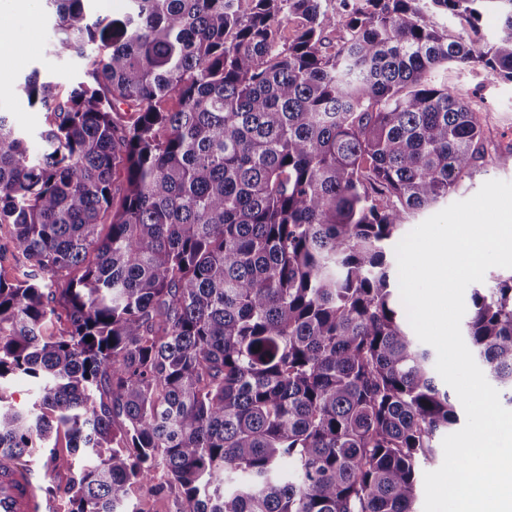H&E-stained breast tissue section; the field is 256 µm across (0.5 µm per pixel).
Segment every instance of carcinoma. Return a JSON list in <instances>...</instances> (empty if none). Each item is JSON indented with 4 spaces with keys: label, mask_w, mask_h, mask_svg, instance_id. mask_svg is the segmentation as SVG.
<instances>
[{
    "label": "carcinoma",
    "mask_w": 512,
    "mask_h": 512,
    "mask_svg": "<svg viewBox=\"0 0 512 512\" xmlns=\"http://www.w3.org/2000/svg\"><path fill=\"white\" fill-rule=\"evenodd\" d=\"M45 2L84 72L25 78L42 155L0 114V224L25 267L0 276V457L68 472L43 485L68 512H140L136 484L181 512H412L458 417L387 254L479 163L512 165L431 78L512 82V0H429L473 29L492 15L481 43L418 0H340L339 29L333 0H128L94 20ZM466 334L512 403V274L473 289ZM20 376L41 392L24 409ZM423 16L428 25L433 26L440 32L448 33L451 35H459L460 33V35L464 36L469 33L468 29L467 32L464 33L457 21L447 14L424 10ZM12 402L20 407L30 406L35 399V385L27 379L18 378L10 385Z\"/></svg>",
    "instance_id": "carcinoma-1"
}]
</instances>
